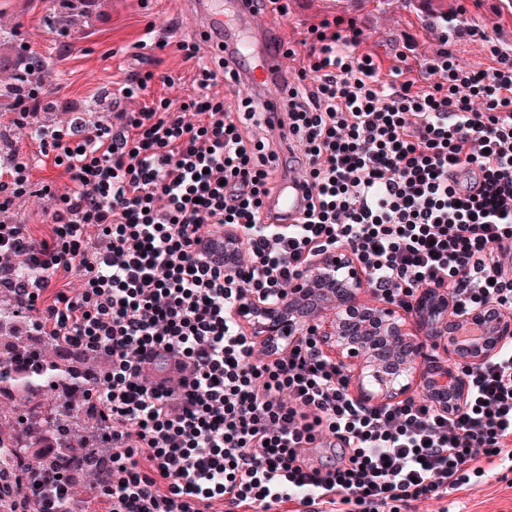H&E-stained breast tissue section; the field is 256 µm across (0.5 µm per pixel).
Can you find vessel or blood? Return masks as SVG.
Here are the masks:
<instances>
[{"label": "vessel or blood", "mask_w": 512, "mask_h": 512, "mask_svg": "<svg viewBox=\"0 0 512 512\" xmlns=\"http://www.w3.org/2000/svg\"><path fill=\"white\" fill-rule=\"evenodd\" d=\"M232 6V15H225V6ZM193 12L197 19L196 30L201 37L207 38L213 49L222 44L242 47L243 40L237 26L238 20H260L262 27L272 35H279L280 24L272 17H256L251 10L249 0H192ZM285 60L280 50L268 48L254 65L260 78L278 76L282 72ZM305 188L302 180L288 178L278 182L271 194L267 206L277 213L281 223L288 224L301 210Z\"/></svg>", "instance_id": "b4317fda"}]
</instances>
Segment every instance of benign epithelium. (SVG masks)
Wrapping results in <instances>:
<instances>
[{"instance_id":"obj_1","label":"benign epithelium","mask_w":512,"mask_h":512,"mask_svg":"<svg viewBox=\"0 0 512 512\" xmlns=\"http://www.w3.org/2000/svg\"><path fill=\"white\" fill-rule=\"evenodd\" d=\"M232 314L269 346L317 336L346 369L348 388L360 402H397L416 382L441 412L462 407L469 374L512 343L511 310L466 309L434 287L420 289L409 305L377 296L345 246L314 257L287 293L267 302L246 294ZM468 326L479 335L459 340Z\"/></svg>"}]
</instances>
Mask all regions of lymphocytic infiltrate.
<instances>
[{
	"mask_svg": "<svg viewBox=\"0 0 512 512\" xmlns=\"http://www.w3.org/2000/svg\"><path fill=\"white\" fill-rule=\"evenodd\" d=\"M362 41L335 17L283 42L296 68L276 123L260 95L217 91L240 77L235 54L214 70L197 42H164L193 65L192 98L37 134L41 163L70 179L43 185L54 205L40 232L1 219L31 192L33 165L0 168V288L39 330L109 362L96 405L111 477L92 494L112 512H411L489 464L512 468V346L446 415L422 396L361 403L317 337L271 351L231 314L340 245L374 294L404 302L427 285L512 309V54L487 39L479 69L443 49L421 84ZM279 124L296 160L278 150ZM294 162L303 212L279 224L266 201ZM218 228L243 234L229 272ZM17 258L29 274L4 277Z\"/></svg>",
	"mask_w": 512,
	"mask_h": 512,
	"instance_id": "obj_1",
	"label": "lymphocytic infiltrate"
}]
</instances>
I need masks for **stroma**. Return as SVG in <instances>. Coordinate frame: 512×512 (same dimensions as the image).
I'll return each instance as SVG.
<instances>
[{
	"instance_id": "35a3bbf8",
	"label": "stroma",
	"mask_w": 512,
	"mask_h": 512,
	"mask_svg": "<svg viewBox=\"0 0 512 512\" xmlns=\"http://www.w3.org/2000/svg\"><path fill=\"white\" fill-rule=\"evenodd\" d=\"M457 15L455 24L476 29V36L443 37L445 22H428L424 10L407 0H390L377 8L366 0L360 10L348 9L344 0H291L283 20V37L295 41L322 19H356L364 33L363 47L386 55L406 50V63L417 66L427 56L448 48L460 65L485 63L483 36L497 39L512 51V0H449ZM79 35L55 28L50 21L49 0H0V164L13 154L29 156L37 180L61 186L69 177L61 170L40 165L32 136L43 127L66 125L73 120L92 124L106 120L117 84L133 72L152 69L149 50L139 48L146 38L194 37L196 18L187 0H86ZM27 56L42 59L45 88L52 93L51 110L33 113L25 129L12 124V100L4 91L19 72L17 47ZM512 512V471L489 467L481 483L449 494L447 502H419L417 512Z\"/></svg>"
}]
</instances>
